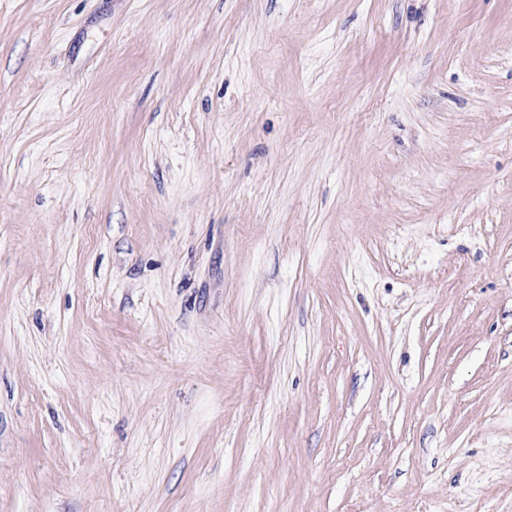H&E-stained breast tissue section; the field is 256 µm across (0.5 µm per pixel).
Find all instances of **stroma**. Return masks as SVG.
I'll list each match as a JSON object with an SVG mask.
<instances>
[{
	"instance_id": "obj_1",
	"label": "stroma",
	"mask_w": 512,
	"mask_h": 512,
	"mask_svg": "<svg viewBox=\"0 0 512 512\" xmlns=\"http://www.w3.org/2000/svg\"><path fill=\"white\" fill-rule=\"evenodd\" d=\"M0 512H512V0H0Z\"/></svg>"
}]
</instances>
